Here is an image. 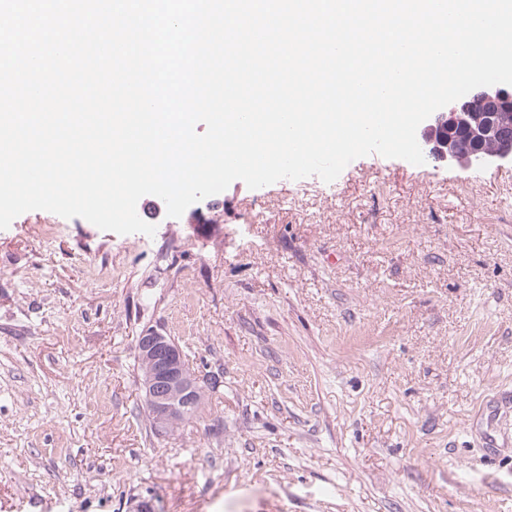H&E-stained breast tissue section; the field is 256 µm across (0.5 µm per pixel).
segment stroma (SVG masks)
<instances>
[{
	"mask_svg": "<svg viewBox=\"0 0 512 512\" xmlns=\"http://www.w3.org/2000/svg\"><path fill=\"white\" fill-rule=\"evenodd\" d=\"M0 230V512H512V163ZM222 372L153 435L137 340Z\"/></svg>",
	"mask_w": 512,
	"mask_h": 512,
	"instance_id": "obj_1",
	"label": "stroma"
}]
</instances>
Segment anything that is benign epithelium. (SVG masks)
Wrapping results in <instances>:
<instances>
[{
	"mask_svg": "<svg viewBox=\"0 0 512 512\" xmlns=\"http://www.w3.org/2000/svg\"><path fill=\"white\" fill-rule=\"evenodd\" d=\"M512 112V85L478 87L470 97H462L433 113L423 133L428 153L468 165L492 161H512V140L500 130V113ZM466 131L476 141L495 140L499 146L489 151L457 153L448 149V139L456 131ZM138 352L146 370L141 388L148 410L160 434L187 418L212 390L213 380L187 366L182 350L162 329H147L138 339Z\"/></svg>",
	"mask_w": 512,
	"mask_h": 512,
	"instance_id": "7a95c632",
	"label": "benign epithelium"
}]
</instances>
